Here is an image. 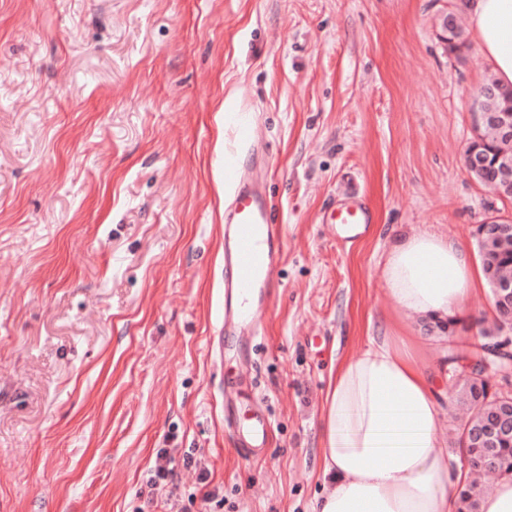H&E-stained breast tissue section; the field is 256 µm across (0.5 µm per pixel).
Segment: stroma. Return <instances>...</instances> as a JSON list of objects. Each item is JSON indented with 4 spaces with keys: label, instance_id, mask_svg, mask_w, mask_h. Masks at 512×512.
<instances>
[{
    "label": "stroma",
    "instance_id": "35a3bbf8",
    "mask_svg": "<svg viewBox=\"0 0 512 512\" xmlns=\"http://www.w3.org/2000/svg\"><path fill=\"white\" fill-rule=\"evenodd\" d=\"M458 0H0V512H310L336 360L383 333L390 237L476 251L512 199L463 155L490 66L439 39ZM268 153L283 261L224 365L258 381L263 457L224 434L229 152ZM357 194L349 242L323 212ZM192 456L171 503L157 449Z\"/></svg>",
    "mask_w": 512,
    "mask_h": 512
}]
</instances>
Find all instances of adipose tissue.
Listing matches in <instances>:
<instances>
[{"label": "adipose tissue", "mask_w": 512, "mask_h": 512, "mask_svg": "<svg viewBox=\"0 0 512 512\" xmlns=\"http://www.w3.org/2000/svg\"><path fill=\"white\" fill-rule=\"evenodd\" d=\"M498 82L512 86V0H460ZM384 334L343 357L323 410V491L311 512H456L454 475L440 437L435 373L402 317L456 318L483 284L470 252L431 230L388 246Z\"/></svg>", "instance_id": "adipose-tissue-1"}]
</instances>
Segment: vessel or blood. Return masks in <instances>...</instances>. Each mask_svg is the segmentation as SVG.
<instances>
[{"label":"vessel or blood","mask_w":512,"mask_h":512,"mask_svg":"<svg viewBox=\"0 0 512 512\" xmlns=\"http://www.w3.org/2000/svg\"><path fill=\"white\" fill-rule=\"evenodd\" d=\"M252 155L250 164L237 165L230 181L231 192L224 212V304L219 325L208 344L216 370L224 368V338L237 325L251 319L263 303L281 253L279 219L265 192L249 177L250 165L260 164ZM334 224H365L367 210L360 205L333 210ZM230 437L251 459L259 458L268 445L270 423L261 410H254L246 422H238L234 410L224 412Z\"/></svg>","instance_id":"vessel-or-blood-1"}]
</instances>
